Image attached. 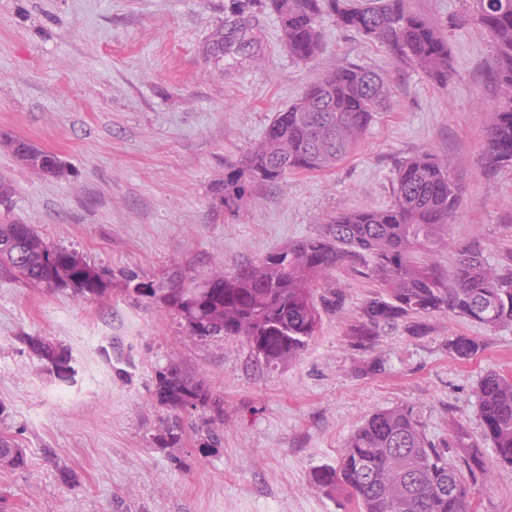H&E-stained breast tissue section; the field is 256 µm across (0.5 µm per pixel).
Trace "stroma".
Instances as JSON below:
<instances>
[{
    "mask_svg": "<svg viewBox=\"0 0 512 512\" xmlns=\"http://www.w3.org/2000/svg\"><path fill=\"white\" fill-rule=\"evenodd\" d=\"M410 8L448 36V86L330 17L319 53L297 64L268 0H0V141L23 139L67 169L43 177L0 144V180L13 186L0 217L76 250L108 283L90 298L0 277V436L26 453L24 468L0 467L8 512H356L315 476L338 465L370 413L397 406L413 407L437 442L462 424L493 458L475 389L487 374L512 376V327L436 314L422 334L387 328L371 350L351 349L346 329L373 286L339 268L313 289L338 290L341 307L270 367L244 339L190 336L164 299L173 281L200 284L316 235L323 216L389 206L398 164L425 150L463 187L434 259L450 268L454 246L474 239L493 263L512 250V167H481L497 97L489 39L468 0ZM348 63L392 87L355 153L253 187L239 211L225 210V169L276 112ZM130 273L154 296L134 293ZM455 335L478 337L482 350L455 359ZM32 337L67 348L70 380L48 371ZM372 361L380 371L363 374ZM173 364L204 381L219 410L161 404L158 375ZM174 417L182 436L167 444L162 422ZM203 421L218 447L203 449ZM63 468L77 485L60 481ZM476 512H512L511 467L478 483Z\"/></svg>",
    "mask_w": 512,
    "mask_h": 512,
    "instance_id": "stroma-1",
    "label": "stroma"
}]
</instances>
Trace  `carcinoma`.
Listing matches in <instances>:
<instances>
[{"mask_svg": "<svg viewBox=\"0 0 512 512\" xmlns=\"http://www.w3.org/2000/svg\"><path fill=\"white\" fill-rule=\"evenodd\" d=\"M281 37L298 63L321 49L322 19L377 42L436 84L448 85L451 64L448 36L413 13L409 0H270ZM472 20L488 35L495 55L497 100L482 149L484 170L512 165V0H472ZM389 83L357 64L339 67L308 87L277 113L264 140L224 173L216 189L224 207L238 208L255 184L273 183L291 171H318L335 165L359 146L375 112L390 98ZM462 186L451 165L430 151L402 161L393 186V203L322 217L323 230L271 253L258 266L215 277L198 288L175 281L172 302L186 328L200 338H246L267 365L290 360L315 335L319 308L338 307V295L315 302L311 284L346 267L368 280L377 292L361 307L346 331L353 348L369 350L374 337L410 318L451 314L487 328L512 327V251L490 264L483 245L457 249L452 274L432 259L416 261L417 247L448 235L460 206ZM35 228L0 224V275L28 284L57 285L56 263L70 266L67 287L83 296L101 295L107 285L95 266L77 251L45 244L26 252L19 232ZM46 367L63 376L68 352L42 338L28 341ZM482 349L473 336L448 339V352L468 360ZM156 395L176 410L212 402L202 382L173 366L158 375ZM484 439L495 462L512 466V376L486 375L476 389ZM0 455L13 456L14 469L26 465L24 449L0 437ZM489 467L481 446L464 426L453 427L448 441L428 438L409 406L377 410L350 436L338 468L316 474L328 489L357 501L360 512H471L475 486Z\"/></svg>", "mask_w": 512, "mask_h": 512, "instance_id": "cac0c4a2", "label": "carcinoma"}]
</instances>
